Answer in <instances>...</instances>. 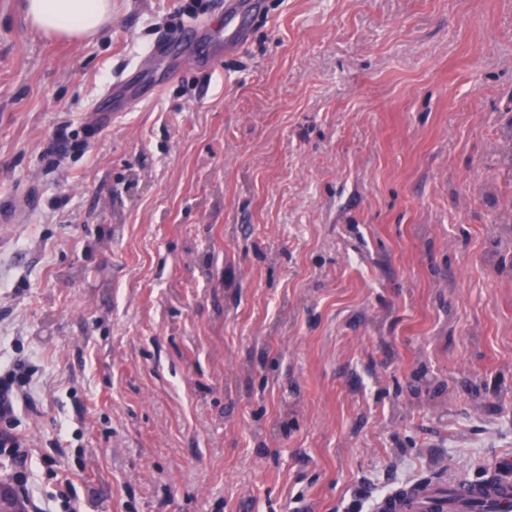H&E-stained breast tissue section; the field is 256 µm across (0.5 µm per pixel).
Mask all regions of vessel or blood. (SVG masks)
Returning a JSON list of instances; mask_svg holds the SVG:
<instances>
[{
	"label": "vessel or blood",
	"instance_id": "1",
	"mask_svg": "<svg viewBox=\"0 0 512 512\" xmlns=\"http://www.w3.org/2000/svg\"><path fill=\"white\" fill-rule=\"evenodd\" d=\"M264 0H224V52L236 54L250 37L249 21L260 15ZM188 27L159 35L150 53L156 60L176 53L195 40ZM373 512H512V477L493 473L472 480L452 473L399 485L372 506Z\"/></svg>",
	"mask_w": 512,
	"mask_h": 512
}]
</instances>
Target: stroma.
Here are the masks:
<instances>
[{"label":"stroma","mask_w":512,"mask_h":512,"mask_svg":"<svg viewBox=\"0 0 512 512\" xmlns=\"http://www.w3.org/2000/svg\"><path fill=\"white\" fill-rule=\"evenodd\" d=\"M0 0V358L36 498L87 512H371L512 468V0H265L160 93L118 76L189 20L92 40Z\"/></svg>","instance_id":"1"}]
</instances>
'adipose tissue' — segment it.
I'll use <instances>...</instances> for the list:
<instances>
[{
  "instance_id": "ef3b65f1",
  "label": "adipose tissue",
  "mask_w": 512,
  "mask_h": 512,
  "mask_svg": "<svg viewBox=\"0 0 512 512\" xmlns=\"http://www.w3.org/2000/svg\"><path fill=\"white\" fill-rule=\"evenodd\" d=\"M33 30L57 40L98 37L112 22V0H26Z\"/></svg>"
}]
</instances>
